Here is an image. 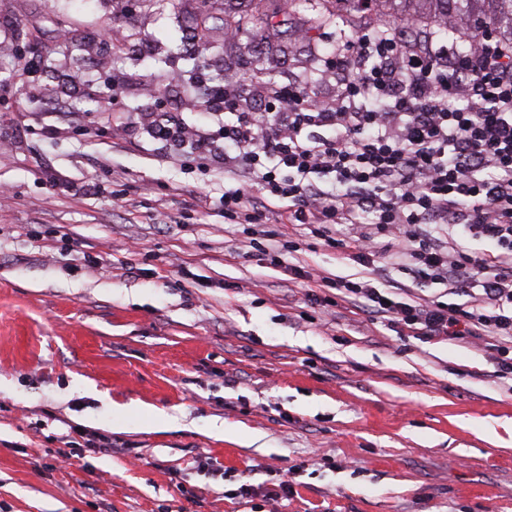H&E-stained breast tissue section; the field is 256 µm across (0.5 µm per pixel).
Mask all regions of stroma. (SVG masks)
I'll return each mask as SVG.
<instances>
[{
	"label": "stroma",
	"instance_id": "stroma-1",
	"mask_svg": "<svg viewBox=\"0 0 512 512\" xmlns=\"http://www.w3.org/2000/svg\"><path fill=\"white\" fill-rule=\"evenodd\" d=\"M242 12L233 36L224 0H0V512H270L289 468L282 512H512V381L491 377L485 341L423 343L309 301L239 246L269 231L287 264L363 267L273 216L227 223L223 165L149 134L158 112L222 124L188 86L204 16L205 74H246L232 91L253 111V72L334 102L318 61L334 24L283 0ZM217 420L260 440H224ZM82 437L115 452L58 465Z\"/></svg>",
	"mask_w": 512,
	"mask_h": 512
}]
</instances>
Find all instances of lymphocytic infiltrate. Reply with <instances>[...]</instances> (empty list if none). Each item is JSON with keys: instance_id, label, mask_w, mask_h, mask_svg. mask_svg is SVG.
<instances>
[{"instance_id": "1", "label": "lymphocytic infiltrate", "mask_w": 512, "mask_h": 512, "mask_svg": "<svg viewBox=\"0 0 512 512\" xmlns=\"http://www.w3.org/2000/svg\"><path fill=\"white\" fill-rule=\"evenodd\" d=\"M336 79L325 104L300 80H267L249 112L220 86L196 81L208 111L227 113L220 148L158 114L155 138L201 150L231 175L224 214L260 223L271 213L313 227L338 258L363 266L350 280L288 267L424 343L490 342L492 375L512 377V44L382 36L370 24L322 60ZM347 235L333 234L335 225ZM485 240L473 254L463 240ZM391 259L415 287L461 296L442 305L402 292Z\"/></svg>"}]
</instances>
